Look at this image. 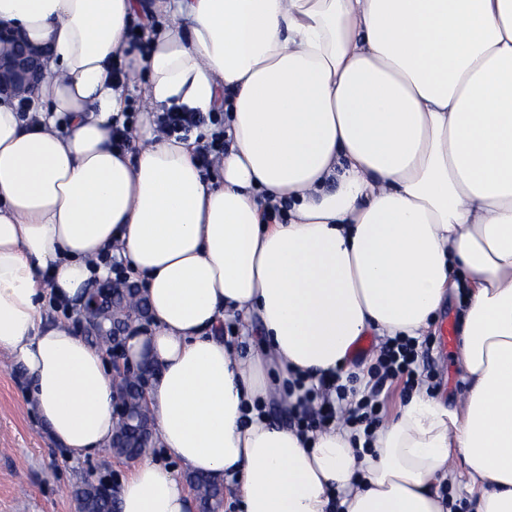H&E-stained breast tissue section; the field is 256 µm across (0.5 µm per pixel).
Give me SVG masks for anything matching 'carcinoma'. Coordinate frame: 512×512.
<instances>
[{
	"mask_svg": "<svg viewBox=\"0 0 512 512\" xmlns=\"http://www.w3.org/2000/svg\"><path fill=\"white\" fill-rule=\"evenodd\" d=\"M143 314L137 291L117 288L104 298L90 321V339L112 344V338L127 320ZM117 401L128 405L130 419L118 423L116 440L112 446L118 458L132 460L148 447L150 440V413L141 402V392L133 379L122 378L116 385ZM201 512H220L224 504L222 487L202 477L190 478ZM81 512H112L113 500L101 496L99 488L89 483L77 490Z\"/></svg>",
	"mask_w": 512,
	"mask_h": 512,
	"instance_id": "obj_1",
	"label": "carcinoma"
}]
</instances>
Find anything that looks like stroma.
Masks as SVG:
<instances>
[{"label":"stroma","mask_w":512,"mask_h":512,"mask_svg":"<svg viewBox=\"0 0 512 512\" xmlns=\"http://www.w3.org/2000/svg\"><path fill=\"white\" fill-rule=\"evenodd\" d=\"M464 295H454L438 315L452 341L447 350L431 349L437 376L432 395L456 405L465 389L459 362ZM26 383L7 354L0 353V512H77L75 492L85 483L118 487L128 461L112 450L86 459L71 458L44 431L26 401Z\"/></svg>","instance_id":"obj_1"}]
</instances>
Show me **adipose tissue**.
<instances>
[{"instance_id": "1", "label": "adipose tissue", "mask_w": 512, "mask_h": 512, "mask_svg": "<svg viewBox=\"0 0 512 512\" xmlns=\"http://www.w3.org/2000/svg\"><path fill=\"white\" fill-rule=\"evenodd\" d=\"M0 28L42 64L27 115L0 95V352L60 448L110 447L105 351L47 306L83 309L121 255L147 307L126 354L179 466L143 454L119 512H194L189 474L243 512H447L459 471L476 512H512V0H0ZM120 53L148 107L131 151ZM173 106L223 111L216 175L155 132ZM463 282L458 406L414 388L363 456V431L268 414L364 337L427 335ZM128 101L131 102L130 108L131 112H124L125 120L123 121L122 125H118L116 123L115 126H112V143L113 145L119 147V148H130V151L135 148V145L131 142L129 143V139L127 136L130 124L133 121L134 118V112L137 113V104L139 105V109H144V104L141 101L140 96H138L134 92H129L127 96Z\"/></svg>"}]
</instances>
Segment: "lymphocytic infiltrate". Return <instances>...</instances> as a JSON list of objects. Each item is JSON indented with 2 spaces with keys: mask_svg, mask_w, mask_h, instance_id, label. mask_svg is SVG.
I'll list each match as a JSON object with an SVG mask.
<instances>
[{
  "mask_svg": "<svg viewBox=\"0 0 512 512\" xmlns=\"http://www.w3.org/2000/svg\"><path fill=\"white\" fill-rule=\"evenodd\" d=\"M204 126L211 127L212 132L199 146L198 159L202 166L210 168L224 155V120L220 113L172 108L159 114L156 131L166 137H181ZM431 346L428 336L420 340L407 336L381 340L376 347V361L368 371L369 379L360 393L336 380L310 384L303 378L294 379L288 386L289 395L295 398L291 409L294 426L306 433L341 419L363 429L365 435H372L382 422V393L387 384L400 380L409 391L432 379L433 372L427 364Z\"/></svg>",
  "mask_w": 512,
  "mask_h": 512,
  "instance_id": "1",
  "label": "lymphocytic infiltrate"
}]
</instances>
